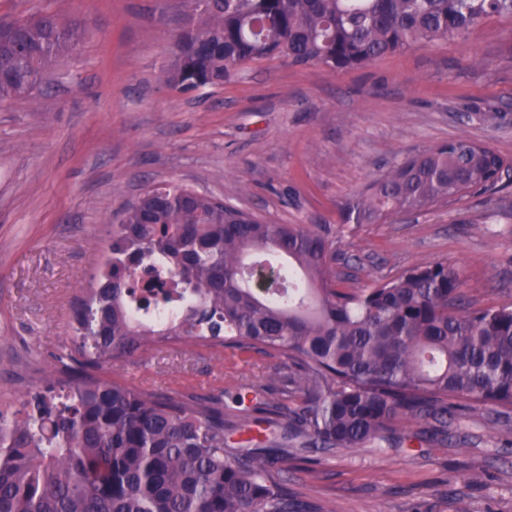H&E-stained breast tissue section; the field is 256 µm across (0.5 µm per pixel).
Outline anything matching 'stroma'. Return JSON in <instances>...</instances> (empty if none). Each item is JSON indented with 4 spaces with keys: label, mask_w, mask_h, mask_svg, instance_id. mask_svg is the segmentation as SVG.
Masks as SVG:
<instances>
[{
    "label": "stroma",
    "mask_w": 512,
    "mask_h": 512,
    "mask_svg": "<svg viewBox=\"0 0 512 512\" xmlns=\"http://www.w3.org/2000/svg\"><path fill=\"white\" fill-rule=\"evenodd\" d=\"M53 12L85 37L30 97L0 103V411L40 391L72 336L70 307L105 259L106 220L175 181L268 224L337 227L341 287L447 261L477 308L512 305V177L500 191L344 223L340 207L393 161L465 136L512 161V19L332 72L280 59L217 85L163 83L179 0H0V23ZM500 120H490V113ZM271 358L181 343L108 362V378L221 395ZM299 499L335 512H512V421L472 407L448 445L339 449L288 463Z\"/></svg>",
    "instance_id": "obj_1"
}]
</instances>
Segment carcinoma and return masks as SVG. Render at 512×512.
<instances>
[{
	"label": "carcinoma",
	"mask_w": 512,
	"mask_h": 512,
	"mask_svg": "<svg viewBox=\"0 0 512 512\" xmlns=\"http://www.w3.org/2000/svg\"><path fill=\"white\" fill-rule=\"evenodd\" d=\"M165 84L221 83L239 66L285 58L330 71L456 39L512 0H181ZM84 32L51 14L0 26V101L23 99ZM512 171L466 137L392 164L342 208L376 224L496 189ZM96 287L73 305L71 345L25 409L0 412V512H330L288 493V457L416 441L445 445L471 405L512 410V306L474 308L445 261L371 288L344 289L328 224H265L193 189L150 185L121 212ZM288 260L264 294L249 260ZM149 277L138 298L133 278ZM193 341L279 360L262 385H240L244 420L224 401L114 382L111 360ZM299 394L303 407L288 410ZM405 420L424 421L412 436ZM266 429L232 448L229 433Z\"/></svg>",
	"instance_id": "carcinoma-1"
}]
</instances>
